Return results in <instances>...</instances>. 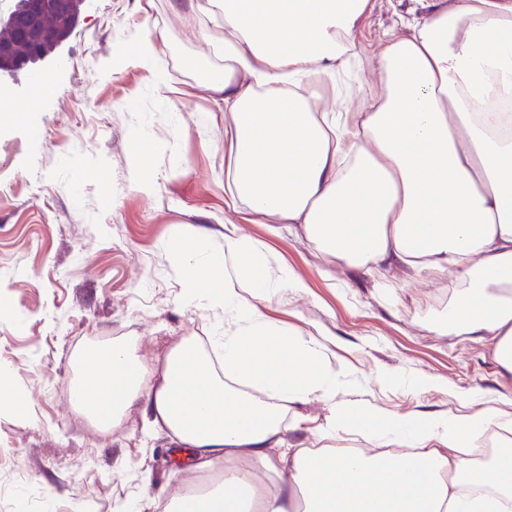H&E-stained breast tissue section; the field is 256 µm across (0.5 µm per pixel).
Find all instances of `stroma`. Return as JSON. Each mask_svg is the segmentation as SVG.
Listing matches in <instances>:
<instances>
[{
  "label": "stroma",
  "mask_w": 512,
  "mask_h": 512,
  "mask_svg": "<svg viewBox=\"0 0 512 512\" xmlns=\"http://www.w3.org/2000/svg\"><path fill=\"white\" fill-rule=\"evenodd\" d=\"M359 27L363 53L353 85L380 92L375 60L385 31L422 16L417 0H372ZM200 21L168 0H86L80 21L47 70L51 92L24 120L0 123V365L9 395L25 416H0V512H115L138 498L143 512L201 478L176 460L143 404L118 427L95 428L70 402L73 356L106 341H133L147 366L186 338L205 342L213 311L181 305L182 282L160 247L171 225L200 227L211 248L225 230L264 241L305 282L285 290L269 314L305 332H321L354 378L344 399L422 416L454 413L458 396L478 391L512 414V375L487 339L432 331L455 284L401 271L391 278L348 268L319 251L291 224H252L224 193V113L210 100L208 74L224 53L197 34ZM161 31L156 71L115 57L149 31ZM158 144L148 160L157 187L129 189L140 134ZM117 208L104 204L105 198ZM430 376L433 389L389 386L381 370ZM288 440L300 448H361L356 436L320 440L328 409L299 405Z\"/></svg>",
  "instance_id": "1"
}]
</instances>
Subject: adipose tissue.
I'll use <instances>...</instances> for the list:
<instances>
[{
    "mask_svg": "<svg viewBox=\"0 0 512 512\" xmlns=\"http://www.w3.org/2000/svg\"><path fill=\"white\" fill-rule=\"evenodd\" d=\"M221 14L224 70L206 87L224 104L232 198L253 224H294L351 267L451 275L434 330L488 337L512 374V0H428L388 30L376 65L380 97L334 94L314 111L311 83L359 57L371 0H169ZM183 273L180 302L236 323L208 346L186 339L154 382L128 343L83 350L72 402L111 429L144 403L194 468L221 466L219 486L171 501L170 512H506L512 504V415L474 392L433 417L342 399L349 373L314 334L267 308L303 283L263 241L230 231L211 250L194 225L161 243ZM317 400L324 439L345 431L377 450L286 446L285 420ZM497 427L486 460L471 447ZM403 452H383L388 443Z\"/></svg>",
    "mask_w": 512,
    "mask_h": 512,
    "instance_id": "1",
    "label": "adipose tissue"
}]
</instances>
